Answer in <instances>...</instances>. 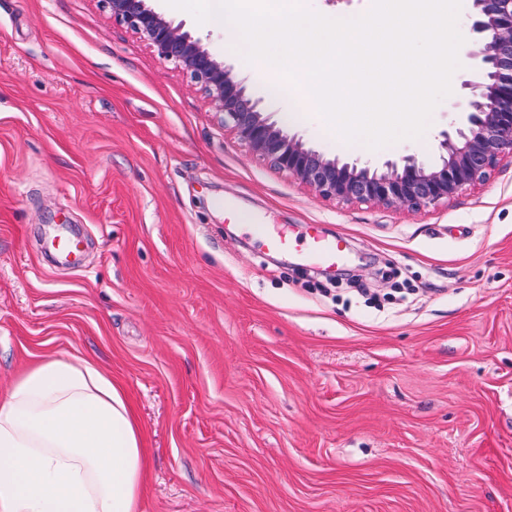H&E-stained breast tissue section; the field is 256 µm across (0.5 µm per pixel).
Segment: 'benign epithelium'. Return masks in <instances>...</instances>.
Listing matches in <instances>:
<instances>
[{
    "label": "benign epithelium",
    "instance_id": "benign-epithelium-1",
    "mask_svg": "<svg viewBox=\"0 0 512 512\" xmlns=\"http://www.w3.org/2000/svg\"><path fill=\"white\" fill-rule=\"evenodd\" d=\"M158 57L185 73L251 154L316 195L420 210L485 182L512 156V0H471L469 70L453 104L463 120L440 134L439 159L414 155L360 164L327 155L271 118L235 68L150 0H99Z\"/></svg>",
    "mask_w": 512,
    "mask_h": 512
}]
</instances>
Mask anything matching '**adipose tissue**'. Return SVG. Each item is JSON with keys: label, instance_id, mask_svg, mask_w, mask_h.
Listing matches in <instances>:
<instances>
[{"label": "adipose tissue", "instance_id": "adipose-tissue-1", "mask_svg": "<svg viewBox=\"0 0 512 512\" xmlns=\"http://www.w3.org/2000/svg\"><path fill=\"white\" fill-rule=\"evenodd\" d=\"M149 465L125 390L50 352L0 395V512H140Z\"/></svg>", "mask_w": 512, "mask_h": 512}]
</instances>
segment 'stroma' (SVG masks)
Here are the masks:
<instances>
[{"label": "stroma", "mask_w": 512, "mask_h": 512, "mask_svg": "<svg viewBox=\"0 0 512 512\" xmlns=\"http://www.w3.org/2000/svg\"><path fill=\"white\" fill-rule=\"evenodd\" d=\"M153 5L263 96L223 31ZM290 94L293 131L373 164L434 161L461 119L444 98L421 139L373 151ZM265 224L345 257L268 252ZM62 233L75 263L45 251ZM51 351L134 399L142 512H512V159L416 213L326 200L99 0H0V392ZM344 243V240L341 238L327 241L317 234H309L302 256L305 259L319 260L333 265L343 257L346 250Z\"/></svg>", "instance_id": "1"}]
</instances>
